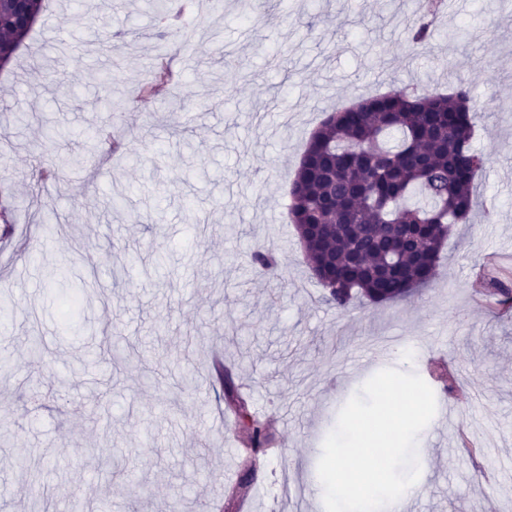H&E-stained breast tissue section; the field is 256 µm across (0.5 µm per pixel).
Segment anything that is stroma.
I'll list each match as a JSON object with an SVG mask.
<instances>
[{"mask_svg":"<svg viewBox=\"0 0 512 512\" xmlns=\"http://www.w3.org/2000/svg\"><path fill=\"white\" fill-rule=\"evenodd\" d=\"M63 2L47 15L67 42L35 24L0 69V207L14 211L0 236V297L12 299L0 318L12 348L0 361V512H73L77 500L87 512H166L178 486L180 512H239L244 499L292 512L340 410L386 368L421 376L484 453L479 479L456 434L426 427L416 512H512V311L472 296L484 267L512 270V0H452L429 17L423 47L407 0H269L257 19L244 0H223L217 18L178 0L195 56L171 90L174 113L140 96L159 52L145 0ZM103 9L122 32L109 56L81 18ZM63 53L67 96L43 89L39 66ZM109 70L133 154L95 156L26 201L38 156L69 161L91 127L117 120L99 96ZM395 82L467 88L473 147L488 159L478 205L449 232L433 284L341 311L305 261L290 184L328 113ZM257 250L273 253L275 274H254ZM110 346L125 361L92 366ZM217 351L277 443L246 485L241 431L207 370ZM102 454L126 472L100 470Z\"/></svg>","mask_w":512,"mask_h":512,"instance_id":"1","label":"stroma"}]
</instances>
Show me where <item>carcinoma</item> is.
Wrapping results in <instances>:
<instances>
[{
	"label": "carcinoma",
	"instance_id": "carcinoma-1",
	"mask_svg": "<svg viewBox=\"0 0 512 512\" xmlns=\"http://www.w3.org/2000/svg\"><path fill=\"white\" fill-rule=\"evenodd\" d=\"M156 35L172 34L179 20L172 0L153 5ZM17 13L0 0V46L16 54ZM479 119L469 92L416 94L405 87L366 97L331 113L312 134L290 186L289 215L310 266L322 270L324 300L345 309L359 298L398 301L431 285L454 224L476 206L486 159L472 146ZM39 191L63 180L43 157L32 170ZM255 475L276 452L267 421L230 380L223 385Z\"/></svg>",
	"mask_w": 512,
	"mask_h": 512
}]
</instances>
